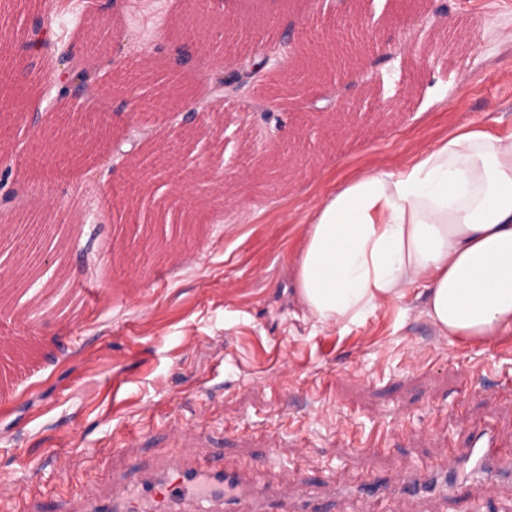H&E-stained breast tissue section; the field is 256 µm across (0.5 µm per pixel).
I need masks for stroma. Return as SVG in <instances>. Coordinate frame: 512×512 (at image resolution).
<instances>
[{
	"mask_svg": "<svg viewBox=\"0 0 512 512\" xmlns=\"http://www.w3.org/2000/svg\"><path fill=\"white\" fill-rule=\"evenodd\" d=\"M244 22L274 14L245 43L224 45L234 63L250 46L270 63L226 85L196 53L178 70L196 98L158 115L119 92L73 109L102 126L107 156L79 164L40 159L26 118L49 112L46 79L16 90L23 117L0 134L15 195L0 224L49 217L43 249L59 259L29 289L10 281L0 255V494L12 512H80L106 498L132 470L150 476L168 462L207 460L240 472L253 490L287 484L312 492L329 512H390L391 502L352 492L361 482L438 470L473 425H491L512 451V333L490 342L440 335L419 300L377 309L364 325L305 320L290 272L300 214L328 173L411 161L456 127L512 129V0H447L435 20L424 0H361L391 49L367 68L326 73L333 95L354 104L346 126L317 117L312 97L270 106L269 77L301 68L303 36L318 38L327 13L350 0H223ZM197 0H7L0 33L38 27L45 55L90 36L120 42V65L168 61L182 45L177 19ZM404 11V25L390 23ZM481 52H473L474 36ZM272 111L271 120L263 112ZM388 111L387 119L377 114ZM295 138V156L281 139ZM176 144L182 160L142 192L115 195L154 146ZM289 161L278 186L263 165ZM207 187L210 204L183 232L150 222L175 199ZM127 219L116 222V211ZM68 296L77 316L34 312ZM137 437H130V429Z\"/></svg>",
	"mask_w": 512,
	"mask_h": 512,
	"instance_id": "obj_1",
	"label": "stroma"
}]
</instances>
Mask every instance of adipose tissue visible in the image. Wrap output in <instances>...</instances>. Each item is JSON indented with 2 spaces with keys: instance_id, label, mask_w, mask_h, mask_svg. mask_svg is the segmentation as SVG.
<instances>
[{
  "instance_id": "ef3b65f1",
  "label": "adipose tissue",
  "mask_w": 512,
  "mask_h": 512,
  "mask_svg": "<svg viewBox=\"0 0 512 512\" xmlns=\"http://www.w3.org/2000/svg\"><path fill=\"white\" fill-rule=\"evenodd\" d=\"M334 183L304 215L293 264L309 319L360 326L415 293L441 334L512 332V130L470 123L411 161Z\"/></svg>"
}]
</instances>
